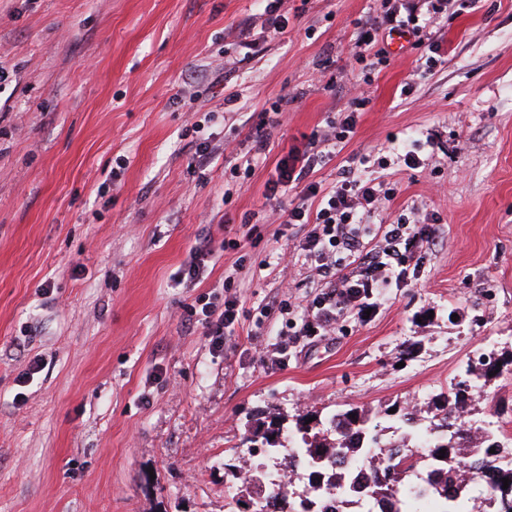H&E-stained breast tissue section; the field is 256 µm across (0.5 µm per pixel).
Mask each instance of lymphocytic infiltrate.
Wrapping results in <instances>:
<instances>
[{"label": "lymphocytic infiltrate", "instance_id": "obj_1", "mask_svg": "<svg viewBox=\"0 0 512 512\" xmlns=\"http://www.w3.org/2000/svg\"><path fill=\"white\" fill-rule=\"evenodd\" d=\"M427 25V19L417 13L412 0H381L379 15L360 28L355 58L360 61L370 55L378 63H386L390 50L384 42L388 39L400 38L413 48H423ZM354 126L353 114L341 125H328L314 136L312 149L280 159L276 180L266 186L267 199L272 203L267 223L302 227L299 247L325 284L315 301L312 319L301 330L305 336L335 331L344 314L365 310L375 292L387 287L391 280L404 279V265L414 248L433 239L431 225L412 224L401 218L390 225L386 247L370 250L364 240V218L391 201L395 189L370 181L344 179L325 190L320 183L310 181V173L323 159L322 147L336 146L352 133ZM294 184L303 185L302 196L298 202L283 203V196ZM237 303L236 296L228 295L223 305L206 302L195 308L197 320L214 349H222L225 336L233 331Z\"/></svg>", "mask_w": 512, "mask_h": 512}]
</instances>
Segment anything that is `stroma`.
<instances>
[{
    "label": "stroma",
    "mask_w": 512,
    "mask_h": 512,
    "mask_svg": "<svg viewBox=\"0 0 512 512\" xmlns=\"http://www.w3.org/2000/svg\"><path fill=\"white\" fill-rule=\"evenodd\" d=\"M379 7L284 0L276 35L257 0H0V512H242L253 490L226 496L224 462L266 407L292 420L356 406L387 439L390 408L426 409L467 364L512 355V0L436 14L431 68L397 40L388 65L355 62ZM363 76L354 132L311 178L395 185L368 221L375 242L401 217L436 237L368 318L304 336L320 288L300 229L256 238L243 217L269 211L278 161L343 120ZM249 153L251 175L234 173ZM207 237L211 274L175 285ZM228 288L239 320L218 351L185 323ZM285 329L283 363L261 361ZM468 421L512 427V371Z\"/></svg>",
    "instance_id": "stroma-1"
}]
</instances>
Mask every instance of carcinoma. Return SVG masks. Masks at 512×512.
Wrapping results in <instances>:
<instances>
[{
  "mask_svg": "<svg viewBox=\"0 0 512 512\" xmlns=\"http://www.w3.org/2000/svg\"><path fill=\"white\" fill-rule=\"evenodd\" d=\"M467 379L449 388V392L431 401L430 410L434 422L424 429L416 426L419 418L415 411L398 408L393 413L395 420L408 430L412 443L400 442L401 450L387 449L378 433L370 425L368 414L359 407H350L326 417L314 420V426H322L324 433H315L307 438L310 425L306 421L310 414L298 416L293 425L284 427L285 418L280 413L269 410L257 422L250 446L261 445L270 458H280L284 443L291 444L292 454L286 457L288 465H293L294 454H303L312 464L324 458L336 459L339 468L336 476H323L317 470L311 471V480L302 492L272 491L262 495L256 502V512H310L293 506L288 510L279 508L278 499L287 495L292 500H306L319 493L351 498L361 489L356 470L370 465L366 476V487L378 502L394 498L400 499L402 512H425L423 495L443 506L445 512H474L470 491L483 486L499 500L502 512H512V466L496 463L503 456L504 449L492 430L464 426L461 414L470 410L475 401V391L486 385L492 377L491 369H480L467 365ZM302 435V443L295 444L296 435ZM288 441H283V436ZM445 450L444 459L448 465L429 474L426 492H421L413 482L412 474L418 460L423 457L438 458L440 450ZM388 457L384 466L373 464V460ZM509 479L508 488H503L502 479Z\"/></svg>",
  "mask_w": 512,
  "mask_h": 512,
  "instance_id": "1",
  "label": "carcinoma"
}]
</instances>
